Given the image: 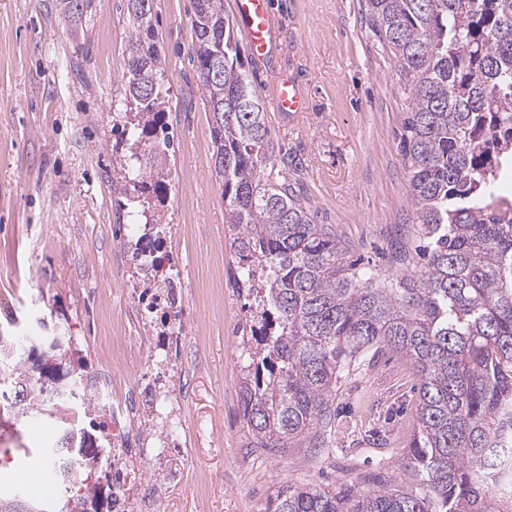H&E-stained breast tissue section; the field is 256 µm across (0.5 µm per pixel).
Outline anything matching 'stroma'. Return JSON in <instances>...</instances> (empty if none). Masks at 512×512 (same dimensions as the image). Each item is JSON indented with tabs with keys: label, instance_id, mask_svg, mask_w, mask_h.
<instances>
[{
	"label": "stroma",
	"instance_id": "35a3bbf8",
	"mask_svg": "<svg viewBox=\"0 0 512 512\" xmlns=\"http://www.w3.org/2000/svg\"><path fill=\"white\" fill-rule=\"evenodd\" d=\"M269 2L282 20V49L258 65L254 85L268 98L274 74L291 72L309 103L300 133L268 116L280 162L313 222L336 231L351 259L386 277L411 273L427 240L401 144L409 92L364 0ZM155 14L173 134L162 259L178 285L184 333H164V301L143 295L128 263L130 217L112 153L131 30L126 0H88L75 25L55 0H0V328L51 318L88 378L144 377L175 389L182 464L159 512H267L289 483L395 472L415 426L418 379L392 353L343 382L327 447H249L240 409L249 301L232 285L209 114L189 60L192 2L156 0ZM49 428L43 418L0 415V453L41 447Z\"/></svg>",
	"mask_w": 512,
	"mask_h": 512
}]
</instances>
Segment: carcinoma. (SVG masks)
Segmentation results:
<instances>
[{"instance_id":"obj_1","label":"carcinoma","mask_w":512,"mask_h":512,"mask_svg":"<svg viewBox=\"0 0 512 512\" xmlns=\"http://www.w3.org/2000/svg\"><path fill=\"white\" fill-rule=\"evenodd\" d=\"M374 34L408 88L405 160L417 223L431 239L425 265L384 277L349 260L331 228L313 223L305 199L272 164L267 110L253 86L224 0H193L190 56L210 116L215 180L236 258L235 281L254 296L242 417L251 448L299 438L322 448L331 402L368 357L407 358L420 386L409 451L391 475L336 487L288 484L268 512H512V202L498 195L512 158V0H366ZM81 21L85 0H58ZM154 0H127L132 30L124 72L129 154L120 191L165 202L171 189L163 67ZM221 66L208 81L202 69ZM45 337L0 342V383L23 421L85 396L82 362L53 367L35 357ZM70 493L58 512H100L95 435L77 421L56 426L41 449ZM0 512H51L35 498L0 496Z\"/></svg>"}]
</instances>
